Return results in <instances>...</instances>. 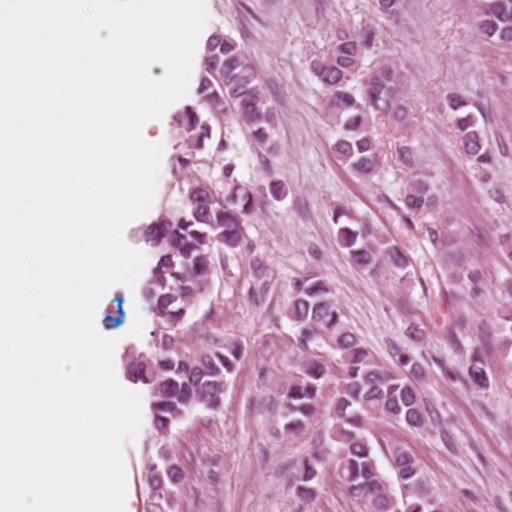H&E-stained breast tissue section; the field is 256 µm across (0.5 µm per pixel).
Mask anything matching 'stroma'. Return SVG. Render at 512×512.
I'll return each mask as SVG.
<instances>
[{
	"mask_svg": "<svg viewBox=\"0 0 512 512\" xmlns=\"http://www.w3.org/2000/svg\"><path fill=\"white\" fill-rule=\"evenodd\" d=\"M207 13L206 31L223 29L250 53L276 122L269 148L256 144L244 124L228 120L220 134L233 149L207 147L204 170L217 177L231 161L240 180L260 185L275 178L286 191L249 218L237 257L217 271L208 295L181 325L183 351L224 340L239 345L242 359L224 387L223 404L194 408L163 439L143 416L122 449L126 512H146L144 469L160 446L183 472L173 512H359L333 474L322 477L313 500L292 488L301 458L332 447L331 419L318 417L292 436L278 425L279 391L301 357L284 303L292 281L311 271L332 285L345 322L376 357L393 365L406 351L424 370L420 389L429 425L420 431L371 425L383 474L391 469L382 446L397 442L417 459L448 512H512V353H505L498 330L501 309L512 303V266L498 259L502 237L512 235V45L480 35L476 0H403L392 17L380 13L377 0H209ZM341 27L373 28L377 38L365 67L395 63L410 79V124L376 122L384 165L369 182L334 152L338 133L312 70ZM452 92L473 103L495 158L491 179L478 176L463 157L443 110ZM146 134L169 145L150 210L178 211L185 173L173 113L151 120ZM404 142L416 150L415 170L396 160ZM415 175L437 189L443 221L435 232L447 235L451 252L477 272L476 282L449 283L436 261L433 232L400 223L393 205ZM338 209L400 244L413 261L410 282L386 271L368 275L350 261L337 241ZM95 324L117 340L118 382L147 397L127 373L129 350L145 352L152 344L153 316L140 286L113 285ZM414 327L424 331L423 342L410 341ZM475 350L491 379L480 391L469 386L464 369Z\"/></svg>",
	"mask_w": 512,
	"mask_h": 512,
	"instance_id": "35a3bbf8",
	"label": "stroma"
}]
</instances>
